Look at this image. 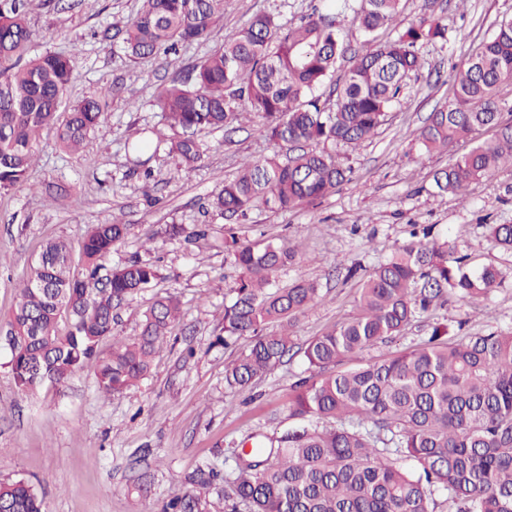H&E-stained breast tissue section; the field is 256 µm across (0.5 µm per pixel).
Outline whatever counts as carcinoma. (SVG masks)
I'll return each instance as SVG.
<instances>
[{"label":"carcinoma","instance_id":"carcinoma-1","mask_svg":"<svg viewBox=\"0 0 512 512\" xmlns=\"http://www.w3.org/2000/svg\"><path fill=\"white\" fill-rule=\"evenodd\" d=\"M225 0H141L133 20L118 31L127 53L147 58L178 43H201L224 17ZM29 0H0V191L29 185L34 143L55 133L59 150L78 151L100 123L108 94L62 108L78 55L46 53L25 59L33 33ZM365 35L364 50L337 73L347 51L344 15L315 11L284 30L269 14L253 17L212 50L184 80L163 86L157 104L183 135L170 142L184 170L205 154L196 133L230 134L253 120L276 151L246 162L224 182L211 206L237 221L258 206L282 211L313 205L348 181L336 147L372 138L399 102L404 79L424 66L425 43L448 42V27L434 19L403 23L402 0H358L348 6ZM382 28L395 36L377 41ZM335 82L336 102L319 89ZM512 82V20L471 55L454 76L453 98L430 113L418 140L424 155L449 152L460 140L494 130L433 176L435 193L465 197L469 186L512 165V104L499 88ZM317 143L320 149L309 145ZM496 244L512 251V224H490ZM128 225L115 216L86 233L82 271L69 245L47 241L26 280L5 330L17 388L33 393L62 386L88 369L98 389L119 394L143 379L170 329L179 321L173 295L144 312L140 334L115 332V311L157 278L140 258L100 275L101 260L122 242ZM413 226L411 240L378 264L362 282L358 311L301 349L317 376L299 381L288 396L299 425L233 452L229 476L211 464L186 474L182 490L161 512H434L446 496L455 512H512V334L498 330L460 335L437 322L427 339L382 360L343 371L336 366L405 333L430 309L451 298L473 302L499 287L493 265L467 267V256ZM240 269L224 302V345L250 335V347L225 368V384L243 388L266 377L293 351L286 327L317 299L318 284L286 288L273 279L299 250L273 242L229 243ZM68 321L66 331L60 319ZM112 338L106 352L100 342ZM410 467L404 468L401 462ZM0 512H43V499L23 479L0 481Z\"/></svg>","mask_w":512,"mask_h":512}]
</instances>
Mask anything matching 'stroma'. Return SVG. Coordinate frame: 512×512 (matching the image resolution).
Here are the masks:
<instances>
[{
  "label": "stroma",
  "mask_w": 512,
  "mask_h": 512,
  "mask_svg": "<svg viewBox=\"0 0 512 512\" xmlns=\"http://www.w3.org/2000/svg\"><path fill=\"white\" fill-rule=\"evenodd\" d=\"M323 0H227L224 18L201 44L134 60L117 35L133 19L139 0H33L27 23L34 37L31 55L74 51L79 55L69 100L105 92L109 107L81 150L61 152L53 132L35 144L32 191L0 193V325L14 307L17 284L30 272L41 244L67 241L74 262L82 260L84 237L94 224L120 216L129 224L125 241L103 260L105 268L151 254L159 277L120 312L117 330L130 338L140 330L146 309L160 295L173 294L178 324L153 358L147 376L135 386L104 396L92 372L67 386L21 392L0 344V480L29 481L45 512H160L183 475L220 453H231L251 434H273L294 426L288 394L311 374L301 356L279 365L258 384L239 390L224 385V369L250 344L239 338L214 346L224 333V301L239 276L224 239L299 245L302 255L277 273L284 288L298 279L316 282L318 300L295 323L292 339L303 345L357 311L359 278H347L353 264L373 269L407 239L412 224H428L438 241L455 244L472 266L495 264L503 279L488 298L445 306L422 315L404 336L367 352L381 360L424 338L432 323L464 322L465 332L512 333V254L495 245L491 224H512V167L472 184L466 200L438 195L433 174L452 155L468 152L474 141L492 138L483 130L458 143L452 153L421 156L418 134L435 109L453 95L452 76L499 22L512 19V0H404L403 19L442 17L445 45L422 49L426 64L410 77L400 106L392 109L376 136L347 150L352 173L335 194L315 205L272 212L253 210L242 223L228 225L209 202L233 179L243 161L273 151L257 126L225 135L200 134L208 150L196 167L177 168L166 144L181 136L155 101L157 87L183 77L190 67L258 14L273 15L285 28L298 24ZM164 142L151 153L150 177L129 175L124 145L146 130ZM64 183L67 199L46 196L43 187ZM169 224L205 225L204 237L170 239ZM150 447L152 477L144 487L132 482L140 448Z\"/></svg>",
  "instance_id": "35a3bbf8"
}]
</instances>
